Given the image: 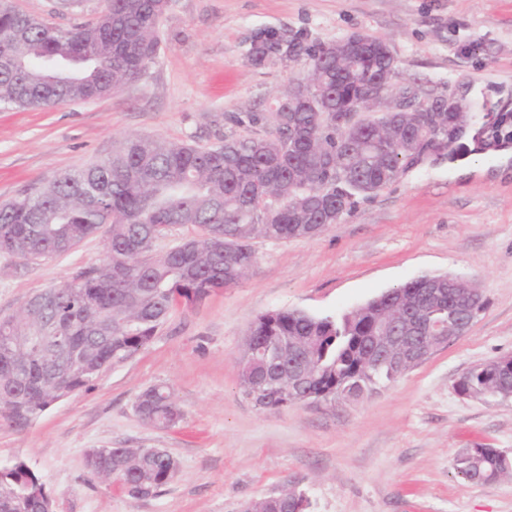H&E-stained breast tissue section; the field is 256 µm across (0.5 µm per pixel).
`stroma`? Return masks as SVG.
<instances>
[{
  "mask_svg": "<svg viewBox=\"0 0 512 512\" xmlns=\"http://www.w3.org/2000/svg\"><path fill=\"white\" fill-rule=\"evenodd\" d=\"M14 5L60 27L105 8L104 0ZM260 28L317 42L382 39L400 81L466 96L486 130L464 139L479 152L477 169L512 149L511 138L489 136L512 114V0H170L158 55L110 96L0 108V203L112 155L125 136L210 146L228 131L225 115L268 111L305 63L250 64ZM449 163L408 169L316 237L254 240L257 263L239 284L176 306L144 350L29 424L1 420L0 466L26 461L55 512H239L284 488L305 492L309 512H512V475L473 484L454 470L465 448L512 454V400L453 390L471 367L512 354V166L453 179ZM104 253L101 232L50 260L0 253V316ZM427 273L474 281L487 304L465 336L425 363L357 401L262 411L244 396L238 359L257 316L340 315ZM152 385L171 389L183 412L175 426L157 429L136 413ZM91 448H163L178 471L155 496L138 498L88 472Z\"/></svg>",
  "mask_w": 512,
  "mask_h": 512,
  "instance_id": "obj_1",
  "label": "stroma"
}]
</instances>
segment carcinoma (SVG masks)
<instances>
[{"label":"carcinoma","instance_id":"1","mask_svg":"<svg viewBox=\"0 0 512 512\" xmlns=\"http://www.w3.org/2000/svg\"><path fill=\"white\" fill-rule=\"evenodd\" d=\"M162 14L153 0H107L95 23L51 26L0 0V105L50 109L95 99L108 85L117 88L138 76L159 50ZM292 40L305 59L308 75L283 93L305 87L313 104L273 115L252 112L225 118L264 133L231 132L208 147L128 135L120 149L95 168L67 173L40 187L23 190L0 203V252L22 259H46L68 252L109 225L105 257L62 282L52 308L33 318L20 311L0 317V417L16 426L59 399L91 384L94 371L119 365L155 336L177 304L190 306L214 286L238 284L257 262L252 241L310 238L337 224L358 200L394 183L417 161L408 143L424 134L419 118L440 93L416 97L413 112L387 118L389 141L374 138L375 120L360 118L353 133L342 120L362 114L359 89L375 85L392 59L383 40L366 36L343 65L325 43ZM468 112L444 114L434 137L455 156L465 150V135L455 128L469 123ZM189 224L194 236L184 248L153 254L160 226ZM428 282L422 275L391 288L339 316L302 310H274L249 327L240 358L239 384L259 409L279 410L315 393L326 402L344 392L364 393L394 381L390 366L371 357L369 348L384 329L394 303ZM52 322L69 337L76 363L56 361L47 374L32 346ZM274 336L277 353H253L259 337ZM304 348L311 378L301 391L289 392L285 377L290 351ZM512 380V360L497 357L467 371L464 395L504 398L502 383ZM136 412L147 424L169 428L183 412L168 388L151 386L139 394ZM464 479L480 484L512 474V460L490 448H466L456 458ZM113 479L131 494H156L174 477L168 454L144 448H114L104 462L89 468ZM286 500L253 504L254 512H307L302 492ZM0 512H54L35 471L24 461L0 467Z\"/></svg>","mask_w":512,"mask_h":512}]
</instances>
